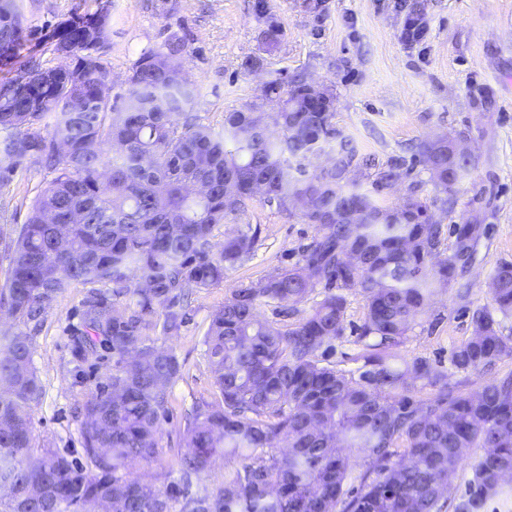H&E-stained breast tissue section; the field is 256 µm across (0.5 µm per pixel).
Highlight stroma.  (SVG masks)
<instances>
[{"label": "stroma", "mask_w": 512, "mask_h": 512, "mask_svg": "<svg viewBox=\"0 0 512 512\" xmlns=\"http://www.w3.org/2000/svg\"><path fill=\"white\" fill-rule=\"evenodd\" d=\"M416 2L427 33L411 44L401 35L406 12L400 0H325L320 12L308 10L306 0H268L281 28L270 47L264 43V24L253 15V0H22L21 6L27 26L42 36L72 13L108 8L112 28L107 59L116 95L125 91L129 68L141 50L159 49L169 38L180 37L186 45L184 68L200 89L194 109L217 129L227 112L255 104L274 110L279 100L261 99L263 85L272 80L285 84L300 74L331 90L333 123L358 155L371 154L384 163L412 157L415 147L434 135L468 134L474 166L453 206H442L420 165L409 178L384 188L379 199L400 205L417 182L442 224H458L476 214L487 227L463 278L437 289L426 314L391 349L396 362L428 359L447 374L449 383L473 392L512 373V358L469 373L451 364L454 348L472 334L473 310L492 305L494 267L512 261V0ZM42 36L25 42L14 66L33 55L52 60ZM44 177L39 166L28 163L0 189V283L10 267L8 245L25 223ZM249 215L251 224L260 227L251 259L228 270L220 286L195 289L187 326L156 340L181 364L169 387L171 413L161 424L160 457L140 467L162 488L180 481L175 455L183 446L186 414L214 398L204 345L211 314L240 284L294 267L315 234L314 226L303 223L296 212L281 214L256 201ZM88 290L83 283L66 288L33 338V365L42 387L32 406L35 442L78 459L83 456V407L112 370L108 350L85 361L74 354ZM345 296L344 330L331 340L325 358L355 374L367 351L357 331L366 301L356 288Z\"/></svg>", "instance_id": "obj_1"}]
</instances>
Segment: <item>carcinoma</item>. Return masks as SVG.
<instances>
[{
  "label": "carcinoma",
  "instance_id": "1",
  "mask_svg": "<svg viewBox=\"0 0 512 512\" xmlns=\"http://www.w3.org/2000/svg\"><path fill=\"white\" fill-rule=\"evenodd\" d=\"M252 11L266 24L268 45L280 26L267 0ZM111 26V14L74 13L48 35L52 52L70 53L47 67L30 58L0 80V187L25 162L48 178L11 245L0 311L16 330H0V512H448V476L464 449L482 448L468 495L455 512H480L491 494L512 493V373L474 392L448 384L423 358L396 364L388 349L425 312L435 284L451 286L470 265L481 236L471 220L451 228L448 256L438 247L443 225L412 190L402 205H381L344 185L350 169L376 168L340 141L328 166L310 158L336 138L334 95L315 105L304 77L288 82L281 106L224 113L217 132L193 111L199 89L182 83L185 43L172 38L133 62L127 88L110 99L106 46L91 50L85 28ZM20 0H0V66L27 41ZM39 112H19L24 104ZM463 133L419 145L435 190L453 205L473 164ZM409 172L393 158L377 168L382 188ZM254 201L301 217L317 233L302 263L241 285L216 310L205 333L215 398L186 420L181 485L162 490L131 477L160 456L161 420L177 357L152 336L173 335L190 320L195 288L224 282L249 260L259 228L248 220ZM228 220L244 224L214 242ZM495 311L512 317V262L490 276ZM74 282L98 283L81 303L82 359L97 344L112 352V374L84 406L86 462L35 446L32 404L40 394L34 336L59 295ZM323 299L299 324L257 319L261 303L282 308L316 286ZM339 292H334V289ZM358 288L367 305L361 336L373 338L355 377L319 359L343 331L347 299ZM512 357V336L486 309L472 315V336L451 357L459 371H478ZM438 387L430 398L409 395L416 383ZM370 460L357 490L347 489L356 462ZM224 476L193 489L212 460Z\"/></svg>",
  "mask_w": 512,
  "mask_h": 512
}]
</instances>
